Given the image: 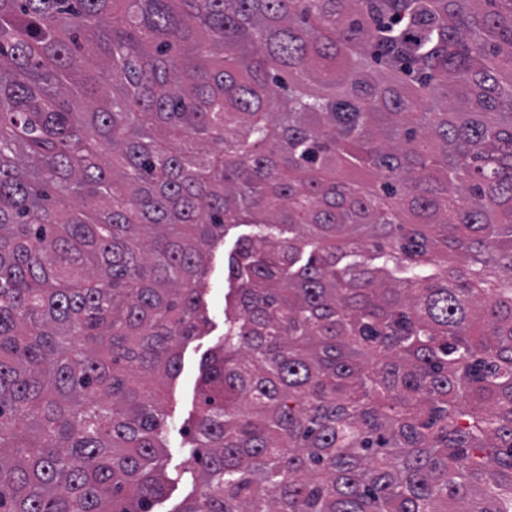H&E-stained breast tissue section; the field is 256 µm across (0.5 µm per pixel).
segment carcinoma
<instances>
[{
    "label": "carcinoma",
    "instance_id": "carcinoma-1",
    "mask_svg": "<svg viewBox=\"0 0 512 512\" xmlns=\"http://www.w3.org/2000/svg\"><path fill=\"white\" fill-rule=\"evenodd\" d=\"M238 226L175 512H512V0H0V512L166 497ZM245 227L230 228L222 243L212 252L208 264L207 318L209 324L199 336L180 348L181 369L174 381L162 384V404L168 418L167 448L164 454L169 475L180 471L191 448H187L184 426L199 411V383L202 359L224 334V256L235 248Z\"/></svg>",
    "mask_w": 512,
    "mask_h": 512
}]
</instances>
